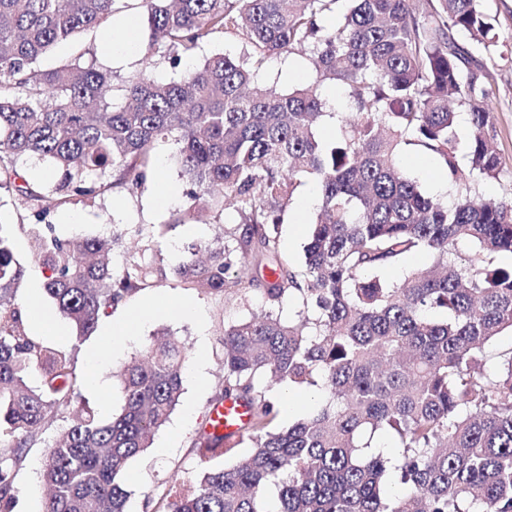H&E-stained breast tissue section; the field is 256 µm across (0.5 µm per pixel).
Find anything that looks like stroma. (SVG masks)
<instances>
[{"label": "stroma", "mask_w": 512, "mask_h": 512, "mask_svg": "<svg viewBox=\"0 0 512 512\" xmlns=\"http://www.w3.org/2000/svg\"><path fill=\"white\" fill-rule=\"evenodd\" d=\"M485 13L494 26L497 46L492 52L473 49L472 68L493 91L495 110L494 144L503 159L499 177L480 183L479 193L487 198L512 200V0H482ZM310 68L306 55L297 54L288 59H270L260 73L261 81L269 86L289 88L307 81ZM177 146L174 141H160L154 146L157 160L155 170L135 193L116 189L98 198L95 203H73L50 211L46 223L54 225L62 236H99L118 233L114 244L113 261L122 265L133 254L137 239L135 230L165 226L164 235L153 243L150 261L177 265L187 254L191 244L223 238L233 243L238 225L233 208L224 214L209 215L201 221L171 225L173 213L187 205L191 185L183 177L175 161ZM172 186L176 191L173 203H160L156 195L160 185ZM317 196L312 180H304L297 188L292 204L277 227L280 253L292 270H300L304 260L303 247L307 242L309 224L316 216V207L302 208L305 199ZM27 215L17 213L12 205L0 207V228L9 237L15 255L26 265L27 273L17 290V300L25 310L55 316L53 302L44 294L41 284L43 268L34 255L27 234ZM158 298H172L176 307L157 312L144 321L133 339L122 350H114L111 337L103 330L78 339L71 325H64V339L49 337V344L75 349V366L87 383L80 389L83 400L96 405L102 418H111L123 405V393L115 368L137 357L154 336L168 332L178 336L189 347L184 366L183 393L169 420L154 435L153 444L143 455L130 460L124 480L130 493L128 512H147L146 503L165 488L192 478L197 464L193 442L205 422L211 401L223 377L224 328L247 318L262 307V295L252 290L241 295L232 291L213 294L184 287L175 278L153 283L117 307V314H125L141 304ZM192 307V314L181 311L182 305ZM205 361V379L197 381L193 366L197 359ZM61 419L49 427L39 444L28 448L26 457L13 472L16 490L14 512H44L46 491L40 478V465L45 446L68 426Z\"/></svg>", "instance_id": "stroma-1"}]
</instances>
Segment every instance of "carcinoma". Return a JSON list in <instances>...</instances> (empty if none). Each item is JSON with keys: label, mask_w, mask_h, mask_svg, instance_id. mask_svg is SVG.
<instances>
[{"label": "carcinoma", "mask_w": 512, "mask_h": 512, "mask_svg": "<svg viewBox=\"0 0 512 512\" xmlns=\"http://www.w3.org/2000/svg\"><path fill=\"white\" fill-rule=\"evenodd\" d=\"M123 9L150 30L124 105H114L112 71L93 62L40 67L52 46ZM336 11L343 22L330 30L322 20ZM456 33L495 46L481 0H423L420 9L415 0H0V192L35 217L27 233L44 291L76 337L153 276L217 294L263 286L265 307L224 327L215 396L244 401L249 421L229 440L200 431L197 475L164 490L154 512H512V347L495 353L496 371L485 368L489 344L512 330V267L495 264L512 254V203L476 190L502 162L491 92ZM224 34L247 53L154 78L155 47L177 67ZM302 51L309 83L255 82L268 58ZM326 83L344 87L347 111H327ZM459 108L471 123L465 168ZM325 119L335 128L327 141L318 135ZM169 137L194 186L172 223L222 211L229 197L240 218L234 245L193 244L170 271L142 254L116 268L114 237L62 238L43 223L54 208L139 189L154 144ZM403 144L437 159L455 204L399 169ZM32 159L47 167L39 191L20 166ZM304 178L318 184L320 208L295 273L275 230ZM419 250L431 266L382 278ZM256 257L269 277H229ZM25 273L0 235V512H13L24 449L75 405L76 419L45 449V512H126V466L178 404L189 348L169 334L122 365L124 404L105 421L77 403L83 377L72 352L29 332L16 301ZM293 303L299 310L284 314ZM281 384L318 387L323 404L278 428L282 404L269 391ZM381 433L397 439L396 458L377 450ZM244 443L250 452L236 456Z\"/></svg>", "instance_id": "obj_1"}]
</instances>
